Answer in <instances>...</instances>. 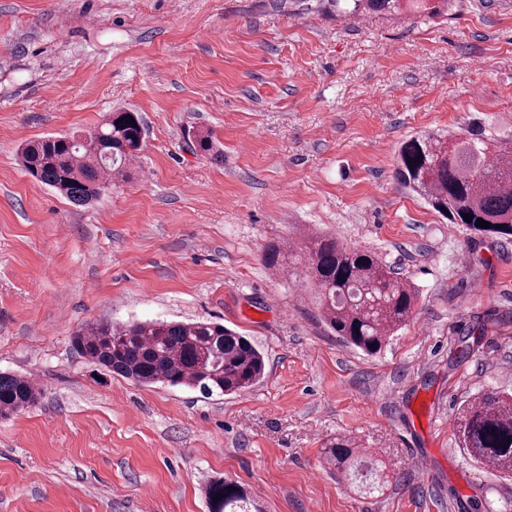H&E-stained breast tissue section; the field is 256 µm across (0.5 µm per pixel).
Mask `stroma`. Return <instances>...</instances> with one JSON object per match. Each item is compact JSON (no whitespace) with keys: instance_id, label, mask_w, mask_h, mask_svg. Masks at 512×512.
Masks as SVG:
<instances>
[{"instance_id":"stroma-1","label":"stroma","mask_w":512,"mask_h":512,"mask_svg":"<svg viewBox=\"0 0 512 512\" xmlns=\"http://www.w3.org/2000/svg\"><path fill=\"white\" fill-rule=\"evenodd\" d=\"M131 109V177L78 206L19 145ZM512 139V0L341 15L328 0H0V372L38 375L0 415V512H209L224 479L263 512H512L459 407L512 393V241L449 223L395 178L400 144ZM212 132L220 156L196 152ZM370 251L419 292L370 357L328 330L309 236ZM212 320L264 378L235 396L139 386L73 348L88 324ZM355 438L387 474L365 497L326 468Z\"/></svg>"}]
</instances>
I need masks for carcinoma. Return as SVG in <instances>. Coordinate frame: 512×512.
<instances>
[{"instance_id": "cac0c4a2", "label": "carcinoma", "mask_w": 512, "mask_h": 512, "mask_svg": "<svg viewBox=\"0 0 512 512\" xmlns=\"http://www.w3.org/2000/svg\"><path fill=\"white\" fill-rule=\"evenodd\" d=\"M353 16L397 12L403 0H334ZM145 127L139 113L110 112L85 138L46 135L22 149L25 171L75 203H85L125 180L142 150ZM396 179L423 197L452 224L481 235L512 237V144L491 141L481 131L459 140L427 133L404 141ZM469 215L467 223L463 215ZM490 227L475 226L477 219ZM307 274L319 291L323 319L344 343L376 355L390 334L412 316L418 291L394 276L374 254L334 238H309ZM77 352L103 372L140 385L165 384L197 390L205 398L234 395L264 376L262 352L245 336L214 321L154 320L99 323L74 338ZM40 392L27 377L0 372V415L36 404ZM455 434L474 461L512 476V395L482 392L458 413ZM355 441L339 436L322 448L325 464L365 493L382 491L384 469L359 457ZM210 512H259L232 481L204 488Z\"/></svg>"}]
</instances>
